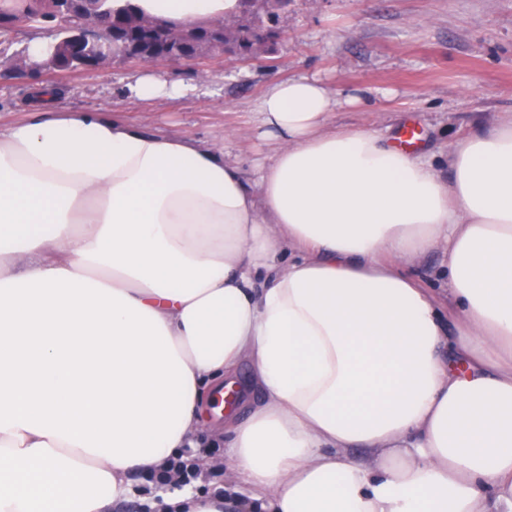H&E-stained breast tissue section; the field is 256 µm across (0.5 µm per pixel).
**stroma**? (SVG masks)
I'll use <instances>...</instances> for the list:
<instances>
[{
	"label": "stroma",
	"instance_id": "obj_1",
	"mask_svg": "<svg viewBox=\"0 0 512 512\" xmlns=\"http://www.w3.org/2000/svg\"><path fill=\"white\" fill-rule=\"evenodd\" d=\"M277 27L269 51L250 62L152 63L195 90L143 101L127 87L137 60L39 80L10 74L32 34L16 26L0 36V126L28 118L31 93L42 83L60 90L63 107L111 106L118 119L158 134L221 145L250 172L268 151L251 116L256 101L271 83L302 75L333 91L376 90L375 113L346 106L332 124L371 121L388 139L414 126L420 154L441 164L457 136L512 113V0H291Z\"/></svg>",
	"mask_w": 512,
	"mask_h": 512
}]
</instances>
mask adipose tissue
I'll use <instances>...</instances> for the list:
<instances>
[{"label":"adipose tissue","mask_w":512,"mask_h":512,"mask_svg":"<svg viewBox=\"0 0 512 512\" xmlns=\"http://www.w3.org/2000/svg\"><path fill=\"white\" fill-rule=\"evenodd\" d=\"M137 5L178 26L240 10ZM189 90L146 68L130 85ZM369 95L272 84L251 182L222 148L53 87L0 129V512H112L131 473L196 448L207 474L222 445V507L187 488L152 512H512V114L440 167L331 126ZM440 246L445 312L405 271Z\"/></svg>","instance_id":"adipose-tissue-1"}]
</instances>
